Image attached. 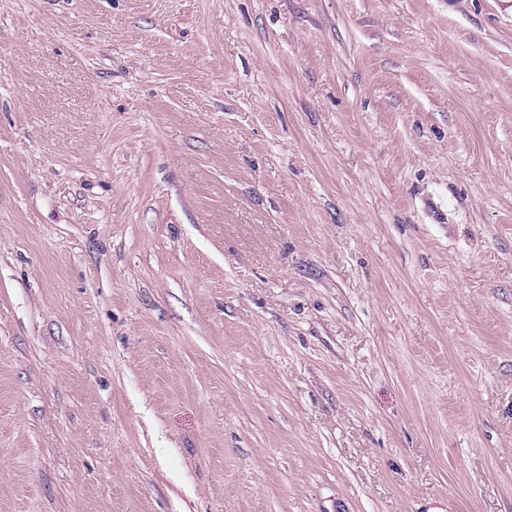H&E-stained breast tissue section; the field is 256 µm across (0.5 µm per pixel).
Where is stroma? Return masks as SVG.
I'll return each instance as SVG.
<instances>
[{
  "mask_svg": "<svg viewBox=\"0 0 512 512\" xmlns=\"http://www.w3.org/2000/svg\"><path fill=\"white\" fill-rule=\"evenodd\" d=\"M512 512V0H0V512Z\"/></svg>",
  "mask_w": 512,
  "mask_h": 512,
  "instance_id": "obj_1",
  "label": "stroma"
}]
</instances>
